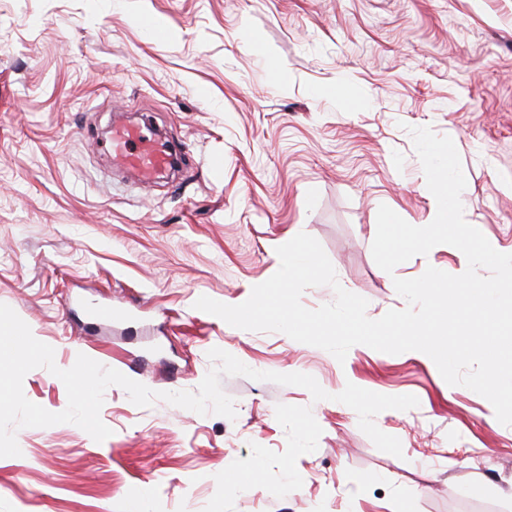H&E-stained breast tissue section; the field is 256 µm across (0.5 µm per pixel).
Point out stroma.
Listing matches in <instances>:
<instances>
[{"label": "stroma", "instance_id": "obj_1", "mask_svg": "<svg viewBox=\"0 0 512 512\" xmlns=\"http://www.w3.org/2000/svg\"><path fill=\"white\" fill-rule=\"evenodd\" d=\"M140 113L179 155L149 183L102 137ZM412 126L452 138L466 221L512 253V0H0V303L62 369L105 355L152 390L194 391L218 347L329 394L226 376L230 420L109 387L103 442L68 423L17 430L0 512H512V427L430 358L366 347L340 362L195 307L247 300L302 231L372 319L405 307L394 278L463 273L446 244L391 274L373 259L380 205L433 219ZM95 302L112 325L89 323ZM349 382L418 398L375 418L402 457L333 401ZM23 391L67 406L46 369Z\"/></svg>", "mask_w": 512, "mask_h": 512}]
</instances>
